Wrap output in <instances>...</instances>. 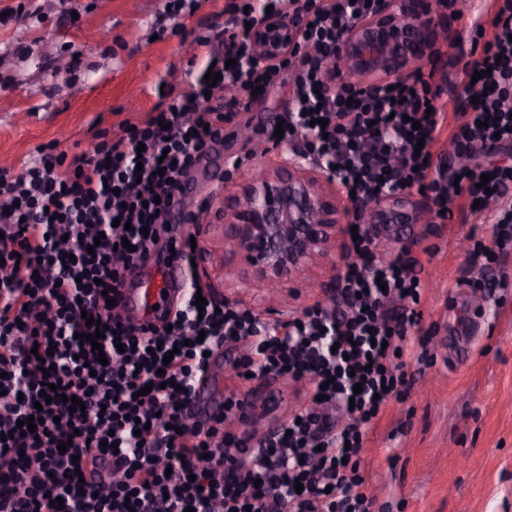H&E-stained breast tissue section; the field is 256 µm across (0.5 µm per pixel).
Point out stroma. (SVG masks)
<instances>
[{"mask_svg":"<svg viewBox=\"0 0 512 512\" xmlns=\"http://www.w3.org/2000/svg\"><path fill=\"white\" fill-rule=\"evenodd\" d=\"M16 2L0 0V163L19 166L50 142L70 157L92 151L97 128L144 118L160 103L162 83L186 78L194 38L224 22L236 0H204L177 23L164 17L166 0H80L76 18L60 0H24L21 15ZM455 8L461 16L445 17L429 67L447 63L449 41L472 50L485 4L457 0ZM290 88L291 74L282 71L225 123L223 143L199 160L173 218L198 219L184 278L263 314L319 300L312 283L327 279L330 267L270 290L246 278L243 257L225 264V191L212 176L233 165L246 176L274 160L263 132ZM246 124L248 141L238 135ZM490 235L481 214L463 224L428 216L388 225L375 244L380 256L402 255L419 277L418 329L428 340L426 359L404 368L405 395L391 399L364 444L363 475L377 492V512H512V257L493 270L468 258L474 241Z\"/></svg>","mask_w":512,"mask_h":512,"instance_id":"obj_1","label":"stroma"}]
</instances>
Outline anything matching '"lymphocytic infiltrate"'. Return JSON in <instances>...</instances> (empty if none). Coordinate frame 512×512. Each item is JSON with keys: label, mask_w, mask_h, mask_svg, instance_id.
<instances>
[{"label": "lymphocytic infiltrate", "mask_w": 512, "mask_h": 512, "mask_svg": "<svg viewBox=\"0 0 512 512\" xmlns=\"http://www.w3.org/2000/svg\"><path fill=\"white\" fill-rule=\"evenodd\" d=\"M269 3L242 0L214 34L196 37L204 64L222 74L216 85L201 77L168 84L143 120L120 122L119 137L97 131L92 152L70 160L48 145L21 169L0 168V512H373L362 449L405 386L421 283L402 257L377 256L365 228L345 245L330 303L285 321L211 295L200 308L192 292L158 325L107 304L153 256H191V232L170 215L192 168L224 139L225 89L248 99L290 70L284 141L302 139L306 158L334 169L359 202L424 185L432 214L450 220L480 201L492 233L474 259L487 268L512 256V175L480 161L512 146V0H492V36L463 69L477 79L479 99L459 105L448 137L460 166L432 152L447 114L424 72L389 87L337 89L328 60L341 30L370 13L368 0ZM271 12L287 14L297 44L276 65L248 32ZM90 317L109 327L98 351L78 340L90 334ZM241 344L249 347L244 373L307 386L276 429H228L249 403L242 393L225 396L223 412L206 420L189 412L210 353ZM46 384L56 390L42 406ZM72 396L84 411L70 412ZM31 418L35 432L17 434ZM141 421L148 430L138 431ZM108 439L114 448L102 449ZM107 460L106 478L80 481L79 472ZM57 497L62 507L51 506Z\"/></svg>", "instance_id": "1"}]
</instances>
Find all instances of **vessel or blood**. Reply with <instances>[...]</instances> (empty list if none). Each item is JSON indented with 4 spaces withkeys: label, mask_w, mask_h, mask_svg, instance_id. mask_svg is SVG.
Instances as JSON below:
<instances>
[{
    "label": "vessel or blood",
    "mask_w": 512,
    "mask_h": 512,
    "mask_svg": "<svg viewBox=\"0 0 512 512\" xmlns=\"http://www.w3.org/2000/svg\"><path fill=\"white\" fill-rule=\"evenodd\" d=\"M179 272L178 261L172 260L159 268L155 277L144 287L123 289L125 316L139 323L157 322L161 310L177 303L183 294L182 289L178 287ZM218 388V382L211 379L196 385L191 405L194 417L204 419L221 413V404L215 397Z\"/></svg>",
    "instance_id": "b4317fda"
}]
</instances>
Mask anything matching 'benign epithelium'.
Listing matches in <instances>:
<instances>
[{"mask_svg":"<svg viewBox=\"0 0 512 512\" xmlns=\"http://www.w3.org/2000/svg\"><path fill=\"white\" fill-rule=\"evenodd\" d=\"M439 26V13L424 0H383L341 33L330 69L336 81H360L368 88L405 77L433 56ZM252 38L268 64L296 49L284 15L258 25ZM420 207L407 195L378 204L344 200L334 178L291 150L276 166L232 187L224 201V238L232 252L245 254L255 275L274 284L291 280L318 258L344 254L342 237L353 211L374 237L377 225L416 219Z\"/></svg>","mask_w":512,"mask_h":512,"instance_id":"benign-epithelium-1","label":"benign epithelium"}]
</instances>
